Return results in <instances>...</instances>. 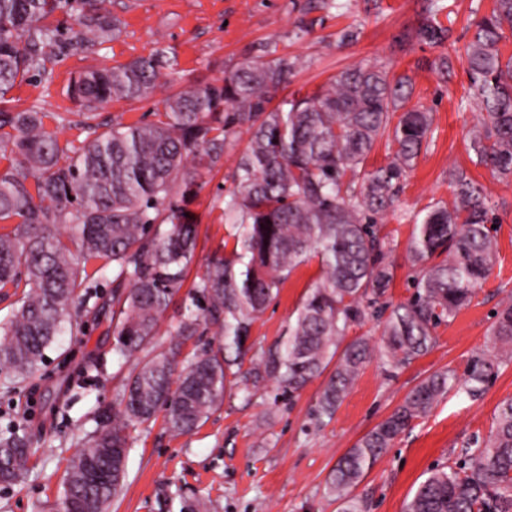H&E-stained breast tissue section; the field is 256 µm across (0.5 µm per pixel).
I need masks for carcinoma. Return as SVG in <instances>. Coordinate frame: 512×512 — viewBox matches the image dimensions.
<instances>
[{"label":"carcinoma","instance_id":"1","mask_svg":"<svg viewBox=\"0 0 512 512\" xmlns=\"http://www.w3.org/2000/svg\"><path fill=\"white\" fill-rule=\"evenodd\" d=\"M74 24L46 20L58 10ZM512 32V0H493L475 24L466 50L470 89L484 112L470 133L473 162L512 179V55L500 43ZM120 32L105 0H0V290L16 296L0 327V371L22 379L36 373L46 349L88 288L87 265L112 268L115 350L142 354L116 395L112 419L70 459L63 480L64 512H107L121 488L132 448L131 430L164 412L184 434L204 424L224 402L227 383L244 394L271 382L288 397L334 366L314 416L331 420L370 358L367 343L345 342L366 312L383 325L390 365L401 368L436 344V329L472 303L496 257L493 218L482 186L464 173L451 180L452 200L437 203L410 242L421 266L405 302L387 299L393 270L376 217L395 199L405 173L431 131L429 113L408 108L406 76L376 67L346 68L311 95L272 105L296 60L246 59L215 83L173 93L155 122L82 123L86 137L60 144L45 114L15 111L7 94L19 80L46 71L53 56L94 51ZM429 42L450 29L431 18L419 29ZM176 56L164 47L125 64L90 70L67 95L87 111L114 99L143 100L177 81ZM396 125H391L394 114ZM242 126L250 138L237 159L236 189L224 197V223L233 246L217 253L195 283L174 338L154 348L163 316L181 287L197 245L189 205L198 179L221 166L224 149ZM386 140L390 160L365 170ZM447 260L427 262L437 253ZM318 258L320 276L307 290L284 336L244 371L253 323L291 273ZM216 329L223 343L178 360L184 341ZM493 344L512 353V304L492 324ZM501 355H473L463 376L437 372L336 463L327 493L342 512H365L351 495L394 440L456 391L480 396ZM31 455L24 434H0V483L26 473ZM406 512H512V399L502 402L488 437L461 449L460 458L433 469Z\"/></svg>","mask_w":512,"mask_h":512}]
</instances>
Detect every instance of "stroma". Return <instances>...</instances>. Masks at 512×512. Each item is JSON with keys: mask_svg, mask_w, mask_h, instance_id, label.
I'll use <instances>...</instances> for the list:
<instances>
[{"mask_svg": "<svg viewBox=\"0 0 512 512\" xmlns=\"http://www.w3.org/2000/svg\"><path fill=\"white\" fill-rule=\"evenodd\" d=\"M438 21L451 30L444 44L420 40L416 31L431 0H111L121 33L102 49L48 62L50 81H22L9 96L17 108L44 112L47 130L60 142L85 134L76 105L66 96L80 72L149 55L157 45L173 49L180 70L171 89L141 101L114 100L97 119L126 125L151 122L169 91L223 78L248 57L273 51L297 66L277 99L310 93L340 70L379 66L412 83L410 105L431 112V134L407 170L393 206L378 216L386 237L385 260L393 268L390 301H406L419 273L409 253L415 226L428 207L451 199L450 176L465 172L483 186L496 217L497 260L473 302L436 330L432 350L395 369L383 355L382 326L369 318L350 338H363L372 355L332 421L315 425L312 412L324 385L311 381L287 397L267 385L245 397L226 388L223 404L197 430L171 431L164 419L133 430L124 485L110 512H340L325 494L338 459L385 420L412 388L430 375L463 371L474 353L493 349V314L512 302V182L475 165L469 134L482 112L469 96L465 48L474 21L489 13L492 0H440ZM448 71H440V59ZM249 139L239 129L224 164L204 174L190 206L198 226L197 246L187 276L164 317L157 341L168 344L184 302L210 257L228 237L224 196L235 183V160ZM317 260L300 265L254 323L251 357H260L286 331L302 297L319 276ZM112 277H96L75 314L73 332L63 333L46 352L39 371L16 380L0 372V434L25 429L32 455L23 482L0 485V512H62V481L70 457L111 412L115 393L133 362L114 349ZM512 398V360L477 398L447 395L411 431L401 435L354 490L367 512H404L419 483L437 466L456 461L467 443L486 438L499 404Z\"/></svg>", "mask_w": 512, "mask_h": 512, "instance_id": "stroma-1", "label": "stroma"}]
</instances>
